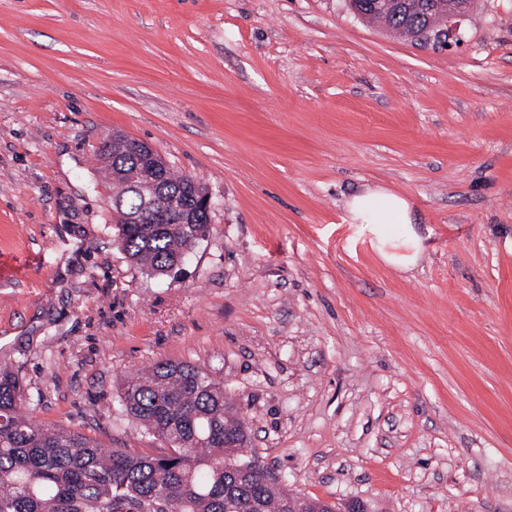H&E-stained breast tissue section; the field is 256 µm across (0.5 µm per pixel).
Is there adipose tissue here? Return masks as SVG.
I'll return each instance as SVG.
<instances>
[{"instance_id":"ef3b65f1","label":"adipose tissue","mask_w":512,"mask_h":512,"mask_svg":"<svg viewBox=\"0 0 512 512\" xmlns=\"http://www.w3.org/2000/svg\"><path fill=\"white\" fill-rule=\"evenodd\" d=\"M345 220L365 225L369 243L380 258L396 270L415 268L425 251V238L414 225L410 201L392 190L364 188L344 203ZM399 225L397 235H389L387 225Z\"/></svg>"}]
</instances>
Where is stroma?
Masks as SVG:
<instances>
[{"label": "stroma", "mask_w": 512, "mask_h": 512, "mask_svg": "<svg viewBox=\"0 0 512 512\" xmlns=\"http://www.w3.org/2000/svg\"><path fill=\"white\" fill-rule=\"evenodd\" d=\"M426 49L349 0H0V365L33 419L166 452L119 413L161 360L209 372L297 493L371 512H512V0ZM211 195L148 277L113 239L106 135ZM410 200L382 263L344 202ZM348 224H366L369 243L380 258L401 272L415 268L425 251V237L414 226L411 202L382 187H365L344 203ZM400 225L397 235L386 226Z\"/></svg>", "instance_id": "1"}]
</instances>
